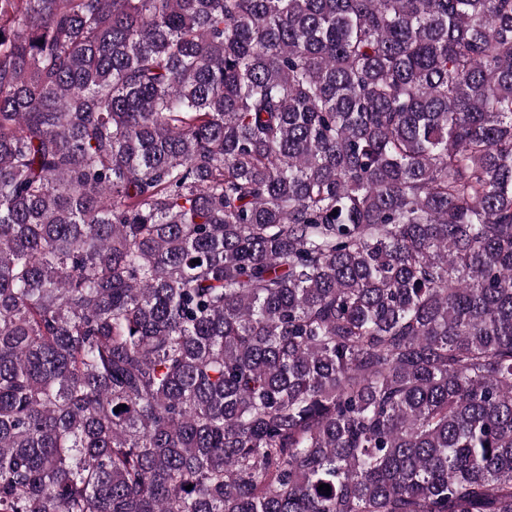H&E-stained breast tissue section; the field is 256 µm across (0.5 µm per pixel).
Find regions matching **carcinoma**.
I'll return each mask as SVG.
<instances>
[{
  "label": "carcinoma",
  "instance_id": "1",
  "mask_svg": "<svg viewBox=\"0 0 512 512\" xmlns=\"http://www.w3.org/2000/svg\"><path fill=\"white\" fill-rule=\"evenodd\" d=\"M0 512H512V0H0Z\"/></svg>",
  "mask_w": 512,
  "mask_h": 512
}]
</instances>
